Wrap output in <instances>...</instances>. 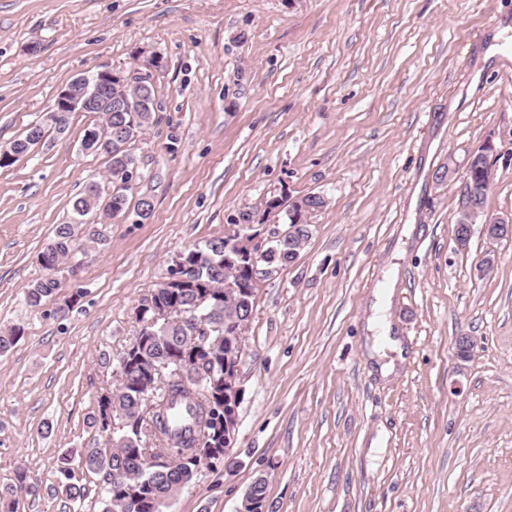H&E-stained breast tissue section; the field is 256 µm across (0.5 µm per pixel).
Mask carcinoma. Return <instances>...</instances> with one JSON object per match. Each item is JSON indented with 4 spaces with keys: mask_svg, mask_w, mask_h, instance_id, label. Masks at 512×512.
<instances>
[{
    "mask_svg": "<svg viewBox=\"0 0 512 512\" xmlns=\"http://www.w3.org/2000/svg\"><path fill=\"white\" fill-rule=\"evenodd\" d=\"M156 110L146 112H107L106 124L112 133V150L101 152L91 137L94 128L85 130L81 145L86 151L103 153L112 177V208L122 212L128 207V189L121 187L138 168L129 150L135 135L142 134L155 122ZM46 129L34 126L25 135L0 148V168L11 166L14 156L30 152L45 137ZM99 188L89 184L73 201L80 215L100 209ZM311 235L308 222L298 225L291 243H277L275 250L262 258L267 264L292 261L293 249L304 244ZM103 245L107 237L97 224H58L53 237L39 255L45 274L27 288L26 301L38 307L60 288L57 273L73 265L82 242ZM193 266L185 280L173 281L172 271L157 283L139 303L142 308V337L137 355L140 361L169 362V370L155 376L147 387L137 378L116 381L110 398L97 399L96 414L91 425L103 442L85 448L80 454L82 470L105 474L100 488L104 512H125V489L140 488L144 494L139 512H162L166 503L189 484L202 467L214 469L224 464V425L221 421L224 388L217 380L224 371V336L230 334L228 324L245 309L224 300V237L217 236L196 243L183 251ZM177 304L178 312L167 324H149L153 307ZM20 330L0 328V354L8 352L19 340ZM199 342L212 352L193 355V344ZM123 417L124 426L112 432L109 424ZM57 492L69 500L84 496V487L73 482L74 474L63 467ZM17 485L0 491V512H15L14 493L38 492L24 470L16 474Z\"/></svg>",
    "mask_w": 512,
    "mask_h": 512,
    "instance_id": "1",
    "label": "carcinoma"
}]
</instances>
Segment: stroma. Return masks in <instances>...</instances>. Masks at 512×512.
<instances>
[{
  "label": "stroma",
  "mask_w": 512,
  "mask_h": 512,
  "mask_svg": "<svg viewBox=\"0 0 512 512\" xmlns=\"http://www.w3.org/2000/svg\"><path fill=\"white\" fill-rule=\"evenodd\" d=\"M498 32L509 48L492 55ZM100 70L144 78L160 109L130 144L142 176L126 215L37 308L26 291L74 196L112 190L105 158L81 149L97 116L72 113L0 169V325L22 331L0 355V488L21 468L39 484L16 512H103L102 476L75 470L88 494L74 503L59 466L100 439L90 418L134 308L239 208L309 193L327 204L300 257L258 266L234 462L165 512H237L260 476L268 512H512V237L477 224L455 242L484 143L485 212L512 218V0H0V145ZM389 328L406 351L383 379L364 344L394 360Z\"/></svg>",
  "instance_id": "stroma-1"
}]
</instances>
